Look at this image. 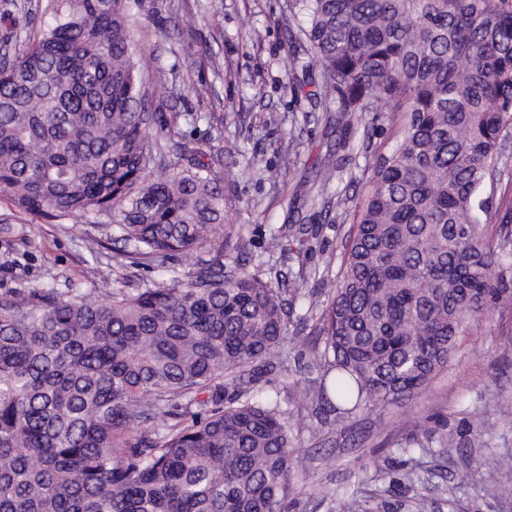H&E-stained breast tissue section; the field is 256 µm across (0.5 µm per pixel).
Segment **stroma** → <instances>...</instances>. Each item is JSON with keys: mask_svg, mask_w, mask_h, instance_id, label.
<instances>
[{"mask_svg": "<svg viewBox=\"0 0 512 512\" xmlns=\"http://www.w3.org/2000/svg\"><path fill=\"white\" fill-rule=\"evenodd\" d=\"M291 0H138L133 38L146 84H173L172 111L187 136L224 156V262L260 270L274 286L320 293L336 278L377 159L394 147L405 113L372 131L338 127L314 99L319 69ZM179 24H172L171 16ZM261 38H253V30ZM296 68H289L290 56ZM345 164L335 183L317 177L329 153ZM278 170L269 178V170ZM88 222H50L0 196V292L35 288L128 292L184 280L180 258L134 265L117 248L90 250ZM278 234L282 249L268 248ZM111 268L108 279L99 272ZM320 313L293 302L291 344L260 378L288 413L294 448L285 512H512V308L496 307L406 406L340 418L309 397Z\"/></svg>", "mask_w": 512, "mask_h": 512, "instance_id": "obj_1", "label": "stroma"}]
</instances>
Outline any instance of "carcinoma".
Wrapping results in <instances>:
<instances>
[{"label": "carcinoma", "mask_w": 512, "mask_h": 512, "mask_svg": "<svg viewBox=\"0 0 512 512\" xmlns=\"http://www.w3.org/2000/svg\"><path fill=\"white\" fill-rule=\"evenodd\" d=\"M336 124L406 112L322 310L315 392L339 415L411 401L488 306L512 304V248L482 194L512 131V0H293ZM5 0L0 195L185 281L0 292V512H284L288 413L258 387L288 346L283 290L224 270L220 159L181 132L168 85L146 107L131 0ZM330 156L320 178L336 179ZM237 393L226 397L228 387ZM210 416L143 434L176 401Z\"/></svg>", "instance_id": "carcinoma-1"}]
</instances>
